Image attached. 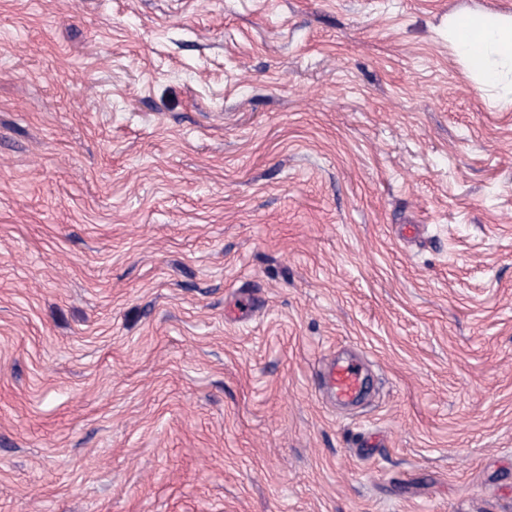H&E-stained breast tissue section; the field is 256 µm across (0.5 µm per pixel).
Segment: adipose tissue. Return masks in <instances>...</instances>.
<instances>
[{"instance_id":"1","label":"adipose tissue","mask_w":512,"mask_h":512,"mask_svg":"<svg viewBox=\"0 0 512 512\" xmlns=\"http://www.w3.org/2000/svg\"><path fill=\"white\" fill-rule=\"evenodd\" d=\"M448 39L464 59L468 73L480 83L493 84L512 73L511 17L451 19Z\"/></svg>"}]
</instances>
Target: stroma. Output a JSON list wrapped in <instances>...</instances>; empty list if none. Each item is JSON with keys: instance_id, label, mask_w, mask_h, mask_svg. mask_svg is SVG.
Here are the masks:
<instances>
[{"instance_id": "obj_1", "label": "stroma", "mask_w": 512, "mask_h": 512, "mask_svg": "<svg viewBox=\"0 0 512 512\" xmlns=\"http://www.w3.org/2000/svg\"><path fill=\"white\" fill-rule=\"evenodd\" d=\"M466 14L512 0H0V512H512ZM318 374L327 388L328 394L337 403L351 405L355 403L362 392L364 380L361 369L353 362L344 359H334L323 372Z\"/></svg>"}]
</instances>
